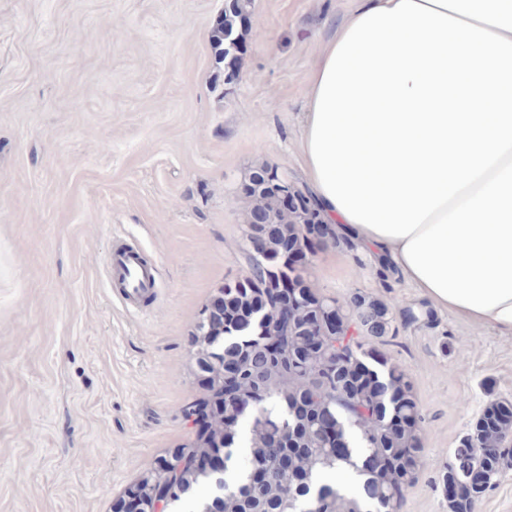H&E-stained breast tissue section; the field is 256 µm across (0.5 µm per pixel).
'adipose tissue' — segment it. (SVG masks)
Here are the masks:
<instances>
[{
  "mask_svg": "<svg viewBox=\"0 0 512 512\" xmlns=\"http://www.w3.org/2000/svg\"><path fill=\"white\" fill-rule=\"evenodd\" d=\"M300 152L337 235L512 335V0H359L309 75Z\"/></svg>",
  "mask_w": 512,
  "mask_h": 512,
  "instance_id": "adipose-tissue-1",
  "label": "adipose tissue"
}]
</instances>
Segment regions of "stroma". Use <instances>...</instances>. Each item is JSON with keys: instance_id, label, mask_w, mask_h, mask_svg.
I'll use <instances>...</instances> for the list:
<instances>
[{"instance_id": "1", "label": "stroma", "mask_w": 512, "mask_h": 512, "mask_svg": "<svg viewBox=\"0 0 512 512\" xmlns=\"http://www.w3.org/2000/svg\"><path fill=\"white\" fill-rule=\"evenodd\" d=\"M355 5L252 0L228 86L210 43L224 0H0V512H111L194 439L196 324L250 271L241 186L262 165L305 180L307 79ZM121 242L156 271L135 309L107 272ZM310 273L328 297L398 301L384 350L428 448L401 512H449L438 477L484 406L512 400V335L434 309L357 247H319Z\"/></svg>"}]
</instances>
